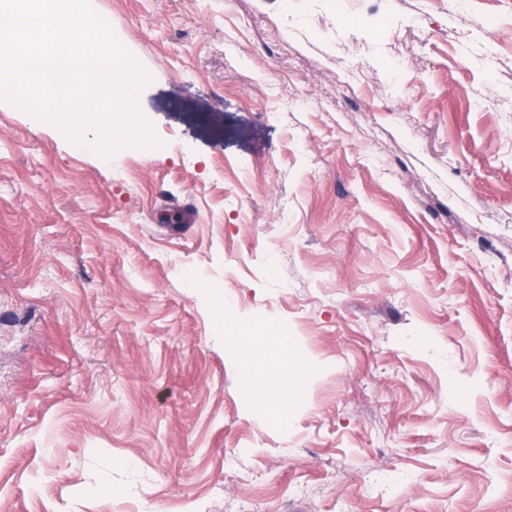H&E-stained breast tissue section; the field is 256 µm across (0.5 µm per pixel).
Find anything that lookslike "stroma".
<instances>
[{"instance_id":"1","label":"stroma","mask_w":512,"mask_h":512,"mask_svg":"<svg viewBox=\"0 0 512 512\" xmlns=\"http://www.w3.org/2000/svg\"><path fill=\"white\" fill-rule=\"evenodd\" d=\"M91 5L159 144L0 101V512H512V0ZM230 336H224L229 339L242 351V365L245 371L254 377V386L257 387L264 400L271 405L276 406L277 411L272 415L274 418L280 416L281 404L284 397L288 394L290 384L297 378L300 369L299 365L288 359V341L283 340L281 344V358L283 361L282 373L277 378H266L260 376L255 369L251 353L256 346L258 336L255 330H248L246 327H237L227 329Z\"/></svg>"}]
</instances>
